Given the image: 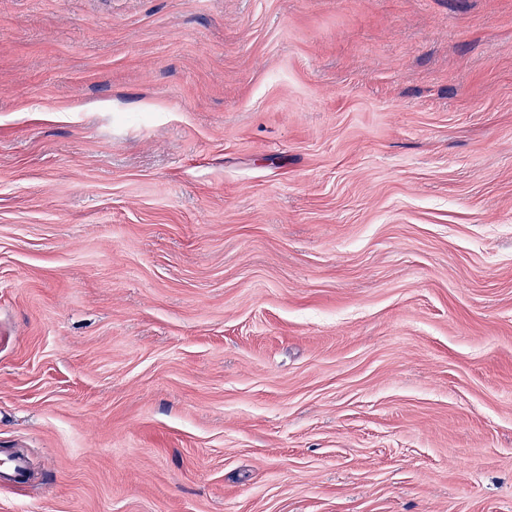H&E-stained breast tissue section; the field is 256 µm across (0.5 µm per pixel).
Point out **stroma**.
<instances>
[{"mask_svg":"<svg viewBox=\"0 0 512 512\" xmlns=\"http://www.w3.org/2000/svg\"><path fill=\"white\" fill-rule=\"evenodd\" d=\"M0 512H512V0H0Z\"/></svg>","mask_w":512,"mask_h":512,"instance_id":"stroma-1","label":"stroma"}]
</instances>
